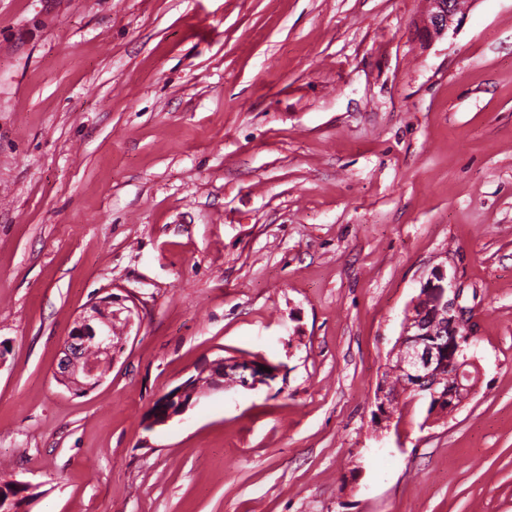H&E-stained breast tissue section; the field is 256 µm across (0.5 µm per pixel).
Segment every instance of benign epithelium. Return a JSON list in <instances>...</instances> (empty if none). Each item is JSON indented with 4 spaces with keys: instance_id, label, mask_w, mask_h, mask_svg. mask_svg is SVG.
I'll return each mask as SVG.
<instances>
[{
    "instance_id": "benign-epithelium-1",
    "label": "benign epithelium",
    "mask_w": 512,
    "mask_h": 512,
    "mask_svg": "<svg viewBox=\"0 0 512 512\" xmlns=\"http://www.w3.org/2000/svg\"><path fill=\"white\" fill-rule=\"evenodd\" d=\"M427 12L419 30L424 43H432L459 26L463 19L462 0H426ZM462 290L448 278L445 267H438L420 288L408 308L397 353L398 365L411 383L392 386L383 383L376 391L377 405L387 410L403 400L423 399L433 404L432 413L444 415L457 410L472 394L477 374L468 370L474 359L465 349L473 345L474 325L468 311L461 306ZM112 298L95 301L76 319L64 340L62 356L54 372L55 380L75 392L90 390L103 382L106 366L112 363ZM92 346L100 359L86 358L84 350ZM448 370V375L441 374ZM207 379L212 389L224 388L230 379L248 388L264 384L272 375L250 364L219 357L169 390L162 414L151 415L153 426L164 425L184 415L199 397L198 384Z\"/></svg>"
}]
</instances>
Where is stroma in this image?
I'll use <instances>...</instances> for the list:
<instances>
[{
  "label": "stroma",
  "mask_w": 512,
  "mask_h": 512,
  "mask_svg": "<svg viewBox=\"0 0 512 512\" xmlns=\"http://www.w3.org/2000/svg\"><path fill=\"white\" fill-rule=\"evenodd\" d=\"M0 0V481L29 512H512V0ZM472 397L375 393L438 265ZM111 296L112 367L53 370ZM218 357L276 368L148 427ZM427 12L419 30L425 44L443 38L449 30H455L463 19L461 0H426ZM19 486H28L27 483L15 481ZM15 482H0V490L6 491L0 502V512H21L20 509L36 497V493H28L27 487L19 488ZM27 493V494H25ZM10 495V497H9Z\"/></svg>",
  "instance_id": "1"
}]
</instances>
